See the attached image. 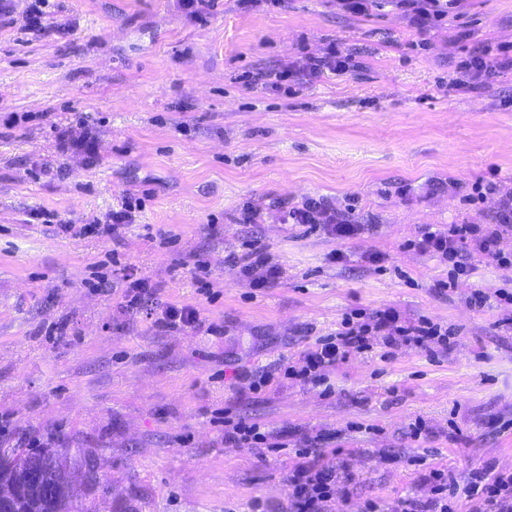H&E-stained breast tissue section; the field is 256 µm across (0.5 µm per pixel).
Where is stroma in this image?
Masks as SVG:
<instances>
[{
  "mask_svg": "<svg viewBox=\"0 0 512 512\" xmlns=\"http://www.w3.org/2000/svg\"><path fill=\"white\" fill-rule=\"evenodd\" d=\"M0 8V448L97 455L95 512H290L284 475L305 434L353 477L333 512H397L427 496L433 468L461 483L478 464L512 470V305L494 297L512 265L472 253V275L446 291L447 264L406 246L426 226L491 223L512 191V69L456 85L461 60L512 45V0H455L425 32L389 0L361 16L340 0H220L201 21L178 0H50L51 21L72 29L49 37L24 30L21 0ZM333 44L354 57L346 75L280 92L252 82ZM80 119L94 155L59 151L50 130ZM488 176L496 193L465 202ZM130 191L144 207L116 245L38 217L88 224ZM308 196L354 207L370 232L281 223L275 202ZM247 204L256 223L240 221ZM254 239L283 269L262 289L234 262ZM116 259L154 285L155 307L196 306L223 335L159 327L121 308L122 288H92ZM355 308L455 334L444 350L351 353L322 385L280 377ZM255 371L275 376L257 393L238 378ZM224 410L289 447L225 446Z\"/></svg>",
  "mask_w": 512,
  "mask_h": 512,
  "instance_id": "obj_1",
  "label": "stroma"
}]
</instances>
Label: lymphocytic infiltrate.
<instances>
[{"label":"lymphocytic infiltrate","mask_w":512,"mask_h":512,"mask_svg":"<svg viewBox=\"0 0 512 512\" xmlns=\"http://www.w3.org/2000/svg\"><path fill=\"white\" fill-rule=\"evenodd\" d=\"M352 58L337 48H329L320 55L305 56L302 64L294 68L257 73L254 81L267 91L280 90L283 83L313 81L325 74L337 76L347 73ZM280 221L297 224L307 231L320 232L336 239H347L365 230L351 208L340 209L321 197H308L294 205L280 204ZM137 206L124 200L118 209L109 214L104 223L75 226L62 225L63 233L72 236L94 234L100 237L119 238L123 229L136 221ZM512 233V193L501 196L494 220L489 224H452L443 230H421L413 243L419 252L447 261L449 282L467 274L465 250L474 249L505 262L500 248L505 233ZM239 262L243 274L255 287L263 288L280 279L282 271L266 248L259 241L248 243ZM454 331L448 326L420 318L416 322L401 320L391 308L366 313L353 311L346 316L335 334L316 340L304 351L301 363L286 367L285 377L308 381L322 377L325 370L345 359L353 351L369 350L372 339H379L389 353L405 347L424 348L435 344L447 346ZM224 443L233 448H277L278 436L262 431L258 423L245 418H225ZM298 449V463L286 477L293 503L292 512H330V504L342 476L335 465L322 464L327 450L318 437H303ZM431 495L421 500L403 499L400 512H458L460 500H467L471 512H512V472L494 470L485 466L473 469L466 484H459L444 469H433L424 476Z\"/></svg>","instance_id":"obj_1"}]
</instances>
